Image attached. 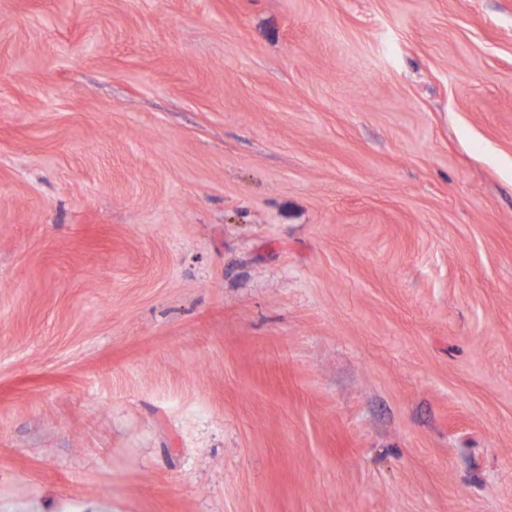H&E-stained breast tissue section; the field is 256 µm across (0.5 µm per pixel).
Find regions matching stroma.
<instances>
[{"instance_id": "obj_1", "label": "stroma", "mask_w": 512, "mask_h": 512, "mask_svg": "<svg viewBox=\"0 0 512 512\" xmlns=\"http://www.w3.org/2000/svg\"><path fill=\"white\" fill-rule=\"evenodd\" d=\"M512 512V0H0V501Z\"/></svg>"}]
</instances>
